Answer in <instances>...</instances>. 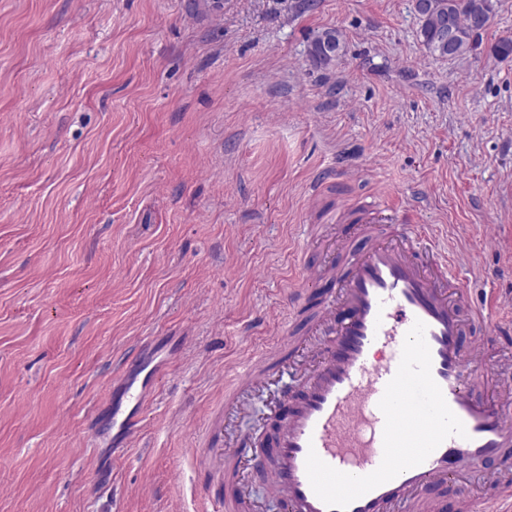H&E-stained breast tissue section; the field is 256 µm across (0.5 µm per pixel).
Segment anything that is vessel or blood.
I'll list each match as a JSON object with an SVG mask.
<instances>
[{
	"label": "vessel or blood",
	"mask_w": 512,
	"mask_h": 512,
	"mask_svg": "<svg viewBox=\"0 0 512 512\" xmlns=\"http://www.w3.org/2000/svg\"><path fill=\"white\" fill-rule=\"evenodd\" d=\"M405 206L351 213L328 268L298 260L280 336L226 397L241 414L282 367L300 375L269 401L266 489L280 512H512V327L473 307L447 247ZM159 375L142 362L115 379L101 410L120 437L136 431ZM200 454L215 485L207 512H259L251 434ZM479 463L487 490L475 500Z\"/></svg>",
	"instance_id": "obj_1"
}]
</instances>
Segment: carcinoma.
Instances as JSON below:
<instances>
[{"label":"carcinoma","instance_id":"obj_1","mask_svg":"<svg viewBox=\"0 0 512 512\" xmlns=\"http://www.w3.org/2000/svg\"><path fill=\"white\" fill-rule=\"evenodd\" d=\"M491 18L492 0H436L428 15L420 14V37L427 52L437 59H457L470 54L476 45L471 17ZM344 52V36L334 28L320 32L311 42L308 55L321 68L332 66Z\"/></svg>","mask_w":512,"mask_h":512}]
</instances>
